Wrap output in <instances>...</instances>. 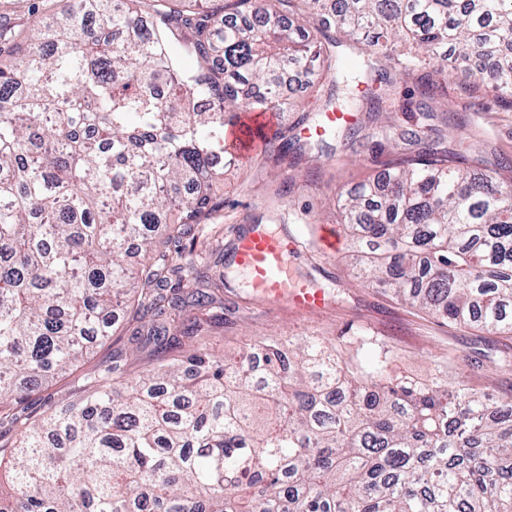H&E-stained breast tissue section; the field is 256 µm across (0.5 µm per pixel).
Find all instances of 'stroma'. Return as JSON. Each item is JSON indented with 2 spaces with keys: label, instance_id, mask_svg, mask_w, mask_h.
Returning a JSON list of instances; mask_svg holds the SVG:
<instances>
[{
  "label": "stroma",
  "instance_id": "1",
  "mask_svg": "<svg viewBox=\"0 0 512 512\" xmlns=\"http://www.w3.org/2000/svg\"><path fill=\"white\" fill-rule=\"evenodd\" d=\"M65 0H0V18L25 26L53 24ZM447 104L433 122L431 135L451 147L468 138V163L476 171L512 167V110H503L488 93L470 94L455 76L443 81ZM380 111H352V125L370 130L410 125L417 112H405L400 100H387L374 88ZM290 110L278 116L279 129L292 140L288 159L274 163L263 152H254L242 166L226 171L217 192V222L224 233L217 249L228 275L221 317L208 330L210 347L219 355L235 351L244 339L315 336L336 346L352 363L364 354L355 341L360 333L373 336L393 354L396 374L431 377L439 369L464 372L468 384L485 393L512 400V335H490L477 328H463L401 303L379 288L364 286L357 278L347 250L323 253L317 229L336 224L330 205L339 190L382 174L388 150L349 139L335 140L332 153L314 157L302 126L323 123L324 114L312 89L293 82ZM297 238L290 258L293 274L330 298L326 309L303 312L289 303L267 301L252 288L250 277L233 263L240 237L254 225ZM133 330L119 325L110 339L66 375L29 393L24 405L35 414H48L78 398L86 374L120 361L132 373L149 369L159 354L178 357L175 349L159 350L154 344L135 345Z\"/></svg>",
  "mask_w": 512,
  "mask_h": 512
}]
</instances>
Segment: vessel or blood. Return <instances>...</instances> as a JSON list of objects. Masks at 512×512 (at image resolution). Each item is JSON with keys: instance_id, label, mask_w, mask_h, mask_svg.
<instances>
[{"instance_id": "b4317fda", "label": "vessel or blood", "mask_w": 512, "mask_h": 512, "mask_svg": "<svg viewBox=\"0 0 512 512\" xmlns=\"http://www.w3.org/2000/svg\"><path fill=\"white\" fill-rule=\"evenodd\" d=\"M247 125H260L266 132H273V115L269 112L246 113L242 116L241 124L227 129V141L235 144L239 154L244 157L258 148L257 142L243 134V128ZM294 248V243L286 238L257 227L241 237L234 263L252 276L265 298L288 300L303 311L320 310L327 304L323 290L298 283L288 274L289 255Z\"/></svg>"}]
</instances>
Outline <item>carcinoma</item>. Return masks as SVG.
Listing matches in <instances>:
<instances>
[{
  "mask_svg": "<svg viewBox=\"0 0 512 512\" xmlns=\"http://www.w3.org/2000/svg\"><path fill=\"white\" fill-rule=\"evenodd\" d=\"M72 0L53 29L0 24V512H512V400L460 374L392 373L367 335L353 368L319 339L230 359L197 346L133 378L119 365L37 417L18 409L107 342L116 310L165 343L208 259L197 233L238 162L225 130L278 112L285 77L349 88L453 56L512 108V0ZM367 44L357 62L332 54ZM223 62V71L215 69ZM263 151L288 136L257 131ZM422 145L337 195L363 282L463 327L512 335V170ZM134 245L150 261L127 262Z\"/></svg>",
  "mask_w": 512,
  "mask_h": 512,
  "instance_id": "cac0c4a2",
  "label": "carcinoma"
}]
</instances>
